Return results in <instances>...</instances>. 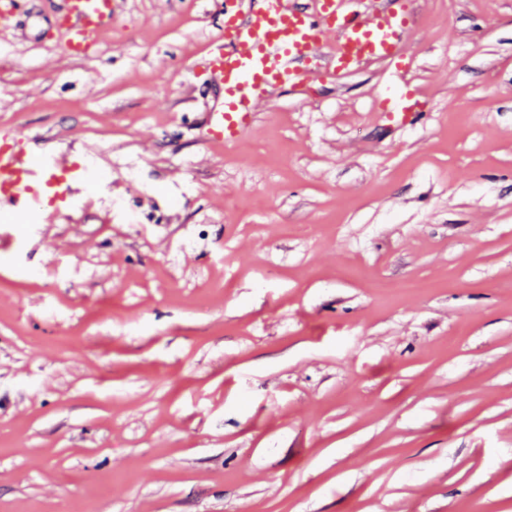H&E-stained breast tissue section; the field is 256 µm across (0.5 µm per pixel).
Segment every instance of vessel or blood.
Returning a JSON list of instances; mask_svg holds the SVG:
<instances>
[{
  "label": "vessel or blood",
  "instance_id": "1",
  "mask_svg": "<svg viewBox=\"0 0 512 512\" xmlns=\"http://www.w3.org/2000/svg\"><path fill=\"white\" fill-rule=\"evenodd\" d=\"M26 0H0V36L15 33ZM124 0H62L52 17L65 56L84 60L112 31ZM224 34L203 56L215 90L200 124L208 146L242 140L278 89L305 91L317 82L336 83L374 63L385 65L376 112L389 127L411 125L426 100L407 78L409 0H222ZM12 125L0 126V214L38 210L40 235L74 221L71 207L83 196L84 178L71 149L34 153Z\"/></svg>",
  "mask_w": 512,
  "mask_h": 512
}]
</instances>
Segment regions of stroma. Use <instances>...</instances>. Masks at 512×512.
<instances>
[{
  "label": "stroma",
  "mask_w": 512,
  "mask_h": 512,
  "mask_svg": "<svg viewBox=\"0 0 512 512\" xmlns=\"http://www.w3.org/2000/svg\"><path fill=\"white\" fill-rule=\"evenodd\" d=\"M59 7L0 38V124L139 175L0 249V512H512V0H419L414 125L373 63L223 149L215 0H129L83 61Z\"/></svg>",
  "instance_id": "1"
}]
</instances>
